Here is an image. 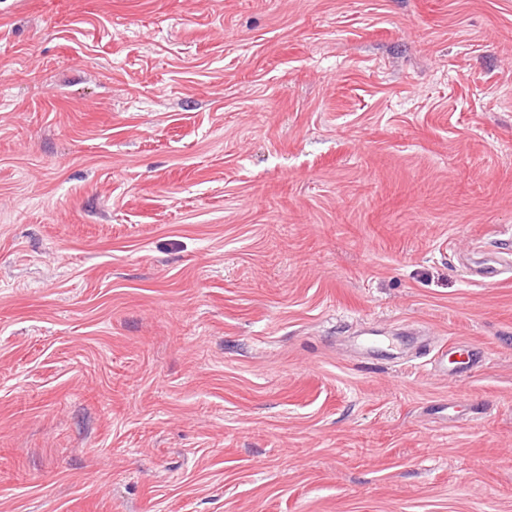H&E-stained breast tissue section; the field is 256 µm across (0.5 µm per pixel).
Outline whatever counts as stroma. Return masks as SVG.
<instances>
[{"mask_svg": "<svg viewBox=\"0 0 512 512\" xmlns=\"http://www.w3.org/2000/svg\"><path fill=\"white\" fill-rule=\"evenodd\" d=\"M509 264L512 0H0V512H512Z\"/></svg>", "mask_w": 512, "mask_h": 512, "instance_id": "35a3bbf8", "label": "stroma"}]
</instances>
